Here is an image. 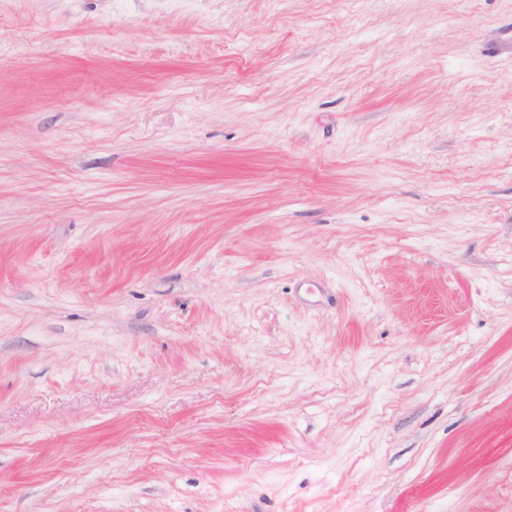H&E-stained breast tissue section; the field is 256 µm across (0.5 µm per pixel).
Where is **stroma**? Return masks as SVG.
I'll return each mask as SVG.
<instances>
[{
    "mask_svg": "<svg viewBox=\"0 0 512 512\" xmlns=\"http://www.w3.org/2000/svg\"><path fill=\"white\" fill-rule=\"evenodd\" d=\"M0 512H512V0H0Z\"/></svg>",
    "mask_w": 512,
    "mask_h": 512,
    "instance_id": "stroma-1",
    "label": "stroma"
}]
</instances>
